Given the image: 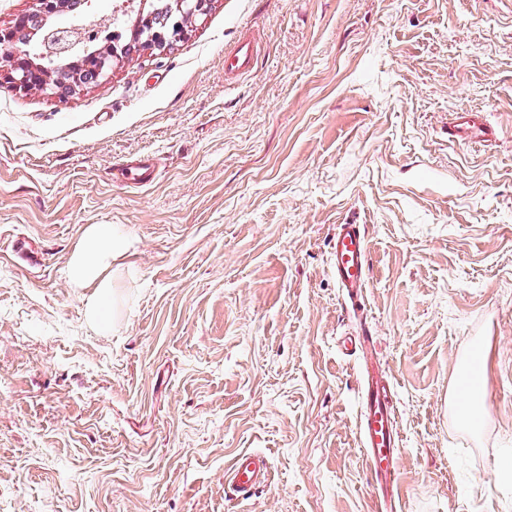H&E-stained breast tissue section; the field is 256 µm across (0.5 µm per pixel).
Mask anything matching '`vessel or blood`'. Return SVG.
<instances>
[{"mask_svg":"<svg viewBox=\"0 0 512 512\" xmlns=\"http://www.w3.org/2000/svg\"><path fill=\"white\" fill-rule=\"evenodd\" d=\"M255 47L244 40L224 55V69L230 73L248 70ZM368 244L362 224H340L332 238L330 271L343 298L352 308H359L369 285ZM393 382L380 368L367 364L359 392V441L369 472L376 484L381 512H395L398 483L397 459L400 436L396 427V408L392 397ZM267 455L249 452L239 455L225 473V484L232 496L248 498L255 489L271 479Z\"/></svg>","mask_w":512,"mask_h":512,"instance_id":"b4317fda","label":"vessel or blood"}]
</instances>
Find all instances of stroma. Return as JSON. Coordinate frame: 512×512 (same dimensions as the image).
<instances>
[{"label":"stroma","mask_w":512,"mask_h":512,"mask_svg":"<svg viewBox=\"0 0 512 512\" xmlns=\"http://www.w3.org/2000/svg\"><path fill=\"white\" fill-rule=\"evenodd\" d=\"M459 112L489 140L449 138ZM346 223L359 315L330 272ZM94 224L122 241L105 331L67 277ZM364 327L403 512H512V0H214L66 100L0 80V512H375L339 347ZM477 346L472 428L448 392ZM246 451L273 479L242 502ZM254 43L245 39L230 52L224 53V69L228 73H240L252 66ZM367 252L365 225H337L336 234L332 238L330 271L353 311L362 306L361 300L369 285ZM271 462L267 455L249 452L239 455L225 473V484L236 499L248 498L255 489L271 480Z\"/></svg>","instance_id":"1"}]
</instances>
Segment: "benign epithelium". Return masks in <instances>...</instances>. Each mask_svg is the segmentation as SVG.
I'll return each mask as SVG.
<instances>
[{
	"label": "benign epithelium",
	"mask_w": 512,
	"mask_h": 512,
	"mask_svg": "<svg viewBox=\"0 0 512 512\" xmlns=\"http://www.w3.org/2000/svg\"><path fill=\"white\" fill-rule=\"evenodd\" d=\"M35 9L0 27V76L19 89H39L65 100L89 81L106 76L135 50L158 55L181 40L189 25L208 14L213 0H141L137 15L128 19L130 35L112 32V44L91 49L83 24L59 20L76 17L83 0H34ZM77 55L81 70L65 79L60 61Z\"/></svg>",
	"instance_id": "1"
}]
</instances>
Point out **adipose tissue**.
Listing matches in <instances>:
<instances>
[{"label":"adipose tissue","instance_id":"1","mask_svg":"<svg viewBox=\"0 0 512 512\" xmlns=\"http://www.w3.org/2000/svg\"><path fill=\"white\" fill-rule=\"evenodd\" d=\"M118 241L111 226L89 227L73 252L67 276L74 287L89 289L87 315L100 328H108L112 305V261L117 255ZM486 370L483 349H475L460 366L459 378L450 404L459 418L476 423L481 415L477 395Z\"/></svg>","mask_w":512,"mask_h":512}]
</instances>
